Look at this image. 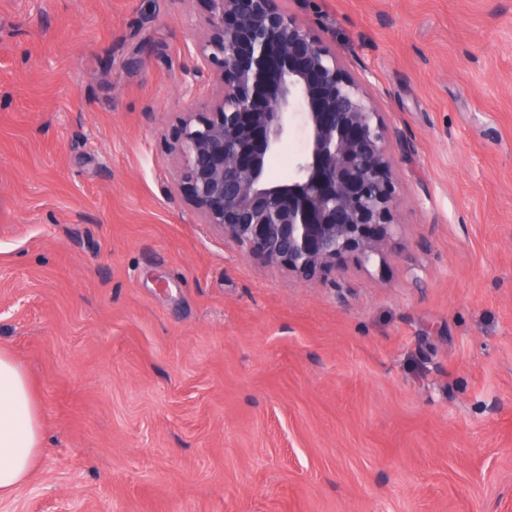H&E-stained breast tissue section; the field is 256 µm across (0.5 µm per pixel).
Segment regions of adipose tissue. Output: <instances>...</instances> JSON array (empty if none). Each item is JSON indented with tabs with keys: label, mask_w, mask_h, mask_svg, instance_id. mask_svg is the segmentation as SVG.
<instances>
[{
	"label": "adipose tissue",
	"mask_w": 512,
	"mask_h": 512,
	"mask_svg": "<svg viewBox=\"0 0 512 512\" xmlns=\"http://www.w3.org/2000/svg\"><path fill=\"white\" fill-rule=\"evenodd\" d=\"M43 444V425L20 366L0 353V499L32 473Z\"/></svg>",
	"instance_id": "1"
}]
</instances>
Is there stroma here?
Instances as JSON below:
<instances>
[{"label":"stroma","instance_id":"stroma-1","mask_svg":"<svg viewBox=\"0 0 512 512\" xmlns=\"http://www.w3.org/2000/svg\"><path fill=\"white\" fill-rule=\"evenodd\" d=\"M364 76L403 231L300 279L168 150L204 0H0V512H512V0H285ZM43 444V425L27 377L0 353V499L32 473Z\"/></svg>","mask_w":512,"mask_h":512}]
</instances>
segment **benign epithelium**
Listing matches in <instances>:
<instances>
[{"label": "benign epithelium", "instance_id": "obj_1", "mask_svg": "<svg viewBox=\"0 0 512 512\" xmlns=\"http://www.w3.org/2000/svg\"><path fill=\"white\" fill-rule=\"evenodd\" d=\"M281 2L207 0L192 72L216 88L184 111L175 183L202 223L302 279L345 256L382 265L401 228L384 115ZM297 132L291 177L270 180L267 158Z\"/></svg>", "mask_w": 512, "mask_h": 512}]
</instances>
